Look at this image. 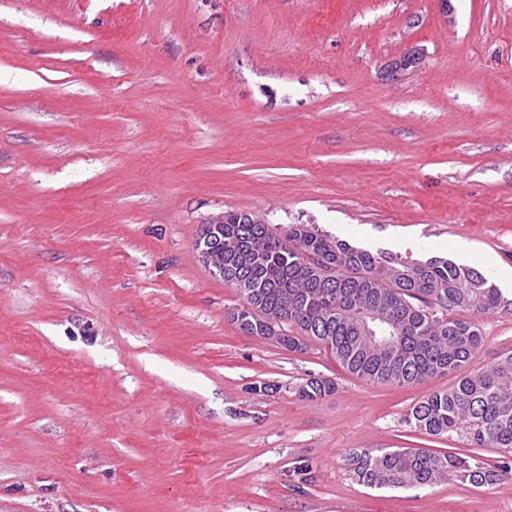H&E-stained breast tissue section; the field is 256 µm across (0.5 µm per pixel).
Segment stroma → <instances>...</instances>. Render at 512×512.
Returning <instances> with one entry per match:
<instances>
[{"label": "stroma", "mask_w": 512, "mask_h": 512, "mask_svg": "<svg viewBox=\"0 0 512 512\" xmlns=\"http://www.w3.org/2000/svg\"><path fill=\"white\" fill-rule=\"evenodd\" d=\"M452 4L0 0V512H512V480L358 485L357 448L473 451L404 421L455 375L247 335L194 249L246 211L511 299L512 0ZM477 323L472 373L512 351ZM422 60L420 49L411 48L391 59L386 66L384 78L389 81L396 80L403 72L417 67ZM336 382L328 378H311L298 390L299 396L304 400H320L336 392Z\"/></svg>", "instance_id": "obj_1"}]
</instances>
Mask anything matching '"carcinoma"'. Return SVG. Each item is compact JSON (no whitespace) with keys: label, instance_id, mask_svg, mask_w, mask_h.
I'll return each mask as SVG.
<instances>
[{"label":"carcinoma","instance_id":"cac0c4a2","mask_svg":"<svg viewBox=\"0 0 512 512\" xmlns=\"http://www.w3.org/2000/svg\"><path fill=\"white\" fill-rule=\"evenodd\" d=\"M224 233V263L243 287L241 305L254 313L238 329L301 351L312 342L339 366L367 382L396 386L457 374L452 385L415 404L405 423L434 437L462 433L475 448L506 453L489 462L474 455L409 448H363L350 457L355 481L368 488L424 489L441 482L493 485L512 476V352L477 373L465 367L482 348L474 318L512 308L481 271L442 257L413 261L372 253L314 232L305 224L273 234L257 216L229 211L213 220ZM322 258L325 280L304 260ZM378 312L392 335L384 346L360 333L354 311ZM274 321L269 325L268 321ZM292 326L297 335L284 333ZM336 382L311 378L298 390L304 400L336 392Z\"/></svg>","mask_w":512,"mask_h":512}]
</instances>
